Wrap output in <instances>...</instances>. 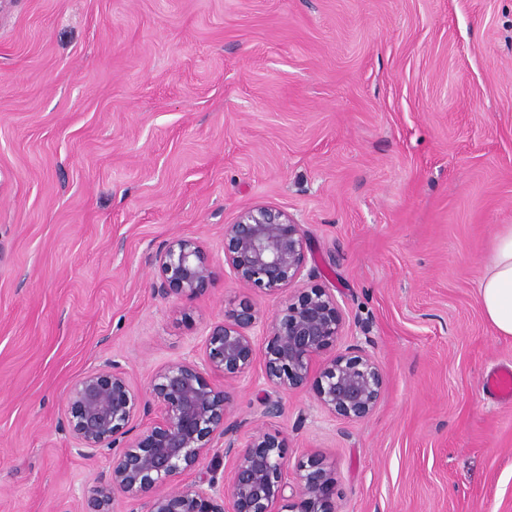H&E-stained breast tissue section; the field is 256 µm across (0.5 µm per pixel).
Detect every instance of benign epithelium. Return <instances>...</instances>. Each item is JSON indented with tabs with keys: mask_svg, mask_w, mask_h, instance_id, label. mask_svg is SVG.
Instances as JSON below:
<instances>
[{
	"mask_svg": "<svg viewBox=\"0 0 512 512\" xmlns=\"http://www.w3.org/2000/svg\"><path fill=\"white\" fill-rule=\"evenodd\" d=\"M154 292L164 298L206 295L216 282L205 245L176 237L156 253ZM224 264L243 288L278 294L302 275L308 242L287 212L272 206L243 210L224 225ZM260 313L244 298L209 327L200 360L159 367L148 394L121 364L105 360L69 389L66 421L78 453L108 462L82 512H112L116 497L130 512H335L336 477L312 459L288 482L284 439L258 431L247 439L232 420L234 385L255 367L276 392L312 386L317 404L341 421H360L375 409L386 384L376 360L350 345L319 358L342 339L344 318L324 288L305 289L276 310L257 333ZM156 413L137 428L140 415ZM231 466L209 470L191 483L178 478L199 471L215 451Z\"/></svg>",
	"mask_w": 512,
	"mask_h": 512,
	"instance_id": "7a95c632",
	"label": "benign epithelium"
}]
</instances>
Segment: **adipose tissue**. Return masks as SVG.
Returning a JSON list of instances; mask_svg holds the SVG:
<instances>
[{
	"instance_id": "ef3b65f1",
	"label": "adipose tissue",
	"mask_w": 512,
	"mask_h": 512,
	"mask_svg": "<svg viewBox=\"0 0 512 512\" xmlns=\"http://www.w3.org/2000/svg\"><path fill=\"white\" fill-rule=\"evenodd\" d=\"M478 300L486 320L502 336H512V225L499 228L478 283Z\"/></svg>"
}]
</instances>
